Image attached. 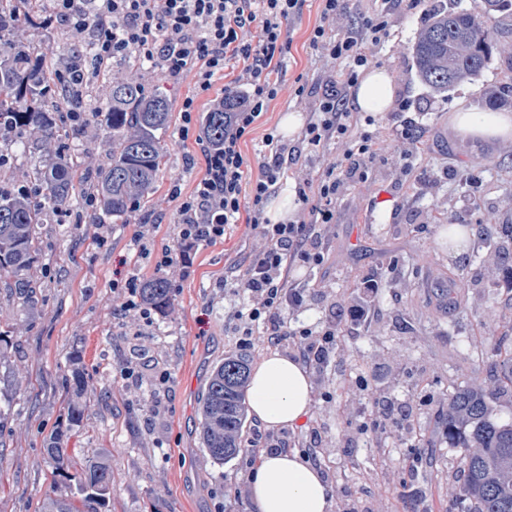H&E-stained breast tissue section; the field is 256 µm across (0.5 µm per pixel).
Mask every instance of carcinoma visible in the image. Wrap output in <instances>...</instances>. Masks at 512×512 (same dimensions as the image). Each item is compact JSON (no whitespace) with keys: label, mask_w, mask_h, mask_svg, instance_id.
<instances>
[{"label":"carcinoma","mask_w":512,"mask_h":512,"mask_svg":"<svg viewBox=\"0 0 512 512\" xmlns=\"http://www.w3.org/2000/svg\"><path fill=\"white\" fill-rule=\"evenodd\" d=\"M29 0H0V291L21 305L32 303L40 287L37 257L43 250L42 228L72 211L75 185L98 209L78 223L126 224L132 205L146 203L166 164L165 136L171 104L161 91L146 92L140 78L116 80L112 100L91 118L107 128L112 151L93 164L73 151L80 129L57 123L51 91L58 64L47 62L35 44H20L15 31L33 15ZM512 10V0H479L471 8L434 0L412 50L415 76L435 97L468 81L476 83L493 57L512 66V40L494 36L488 27L497 14ZM65 64L79 68L84 79L71 87L69 104L75 113L86 108L89 88L105 66L64 44ZM224 108L212 109L202 120L212 143L224 140ZM37 186L41 196L19 188ZM156 307L170 305L168 281L157 277L143 288ZM251 360L224 355L211 370L199 408L198 431L209 459L222 466L245 451ZM500 370L497 385L483 381L456 388L448 397V445L461 450L460 498L468 512H512V420L493 411L494 395L512 388V351L493 362ZM80 498L48 499L41 512H107L112 494L108 459L85 462L77 479Z\"/></svg>","instance_id":"carcinoma-1"}]
</instances>
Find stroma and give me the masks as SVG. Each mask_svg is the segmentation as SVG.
I'll return each mask as SVG.
<instances>
[{"instance_id": "stroma-1", "label": "stroma", "mask_w": 512, "mask_h": 512, "mask_svg": "<svg viewBox=\"0 0 512 512\" xmlns=\"http://www.w3.org/2000/svg\"><path fill=\"white\" fill-rule=\"evenodd\" d=\"M427 9L426 0L389 4L390 36L369 46L367 64L388 70L395 105L381 114H352L358 134L394 146L405 126L420 125V154L404 169L385 150L360 159L336 203L337 222L322 235L324 263L289 273L304 290L297 325H333L369 277L383 283L373 311L367 323L345 328L328 361L310 370L311 404L301 424L270 428L256 419L246 436L312 456L331 490L332 512L344 505L352 512H453L460 452L448 445V396L486 378L487 359L512 350V288L495 287L483 263L490 242L512 261L504 245L512 233V157L501 155L502 140L465 137L449 124L462 105L486 112L485 91L498 90L512 70L495 58L479 82L428 98L410 73ZM321 23L320 0H302L288 21L290 48L272 74L279 94L241 145L249 162L263 152L265 135L278 130L281 115H307L323 96L334 63L310 43ZM193 83L189 73L172 80L146 71V90H163L171 103L167 163L146 207L126 224H79L76 215L91 208L76 195L75 215L43 227L37 304L21 313L0 295V329L13 331L0 360V409L8 420L0 431V512H37L46 498L76 496L74 475L93 456L112 462L109 512H259L253 496L232 493L251 487L256 462L242 455L214 465L197 431L207 377L225 352L243 350L255 366L274 352L296 355L288 344L237 345L233 314L240 299L224 279L246 267L256 234L246 223L230 226L225 238L198 247L186 277L178 266L158 265L162 254H179L171 184L180 182L187 195L205 174L200 145L181 135L180 105ZM476 156L493 162L479 185V200L499 217L488 227L478 226L474 201L459 185L464 161ZM448 216L471 227L470 248L459 257L443 238ZM136 234L151 254L135 264L129 245ZM451 269L471 283L457 310L441 306ZM131 277L170 284L169 307L137 326L121 313L122 285ZM490 304L502 320L484 358L469 342L480 335L479 315ZM138 331L150 348L142 358L134 354ZM17 371L23 384L11 380ZM76 372L83 377L78 391L69 385ZM75 400L85 410L72 427L67 413ZM59 431L63 454L53 457L47 445Z\"/></svg>"}]
</instances>
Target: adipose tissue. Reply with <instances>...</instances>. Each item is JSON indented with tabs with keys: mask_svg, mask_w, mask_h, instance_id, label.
Here are the masks:
<instances>
[{
	"mask_svg": "<svg viewBox=\"0 0 512 512\" xmlns=\"http://www.w3.org/2000/svg\"><path fill=\"white\" fill-rule=\"evenodd\" d=\"M393 100V82L383 68L366 70L353 94V104L362 112L387 111ZM450 124L464 136L512 138V114L508 112H488L477 121L470 110L460 109L453 112ZM249 397L254 414L266 425H295L309 411L308 375L300 362L270 354L252 374ZM252 493L260 512H329L330 489L321 472L293 452L263 455Z\"/></svg>",
	"mask_w": 512,
	"mask_h": 512,
	"instance_id": "ef3b65f1",
	"label": "adipose tissue"
}]
</instances>
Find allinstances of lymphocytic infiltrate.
<instances>
[{"label": "lymphocytic infiltrate", "instance_id": "1", "mask_svg": "<svg viewBox=\"0 0 512 512\" xmlns=\"http://www.w3.org/2000/svg\"><path fill=\"white\" fill-rule=\"evenodd\" d=\"M51 2V18L67 20L79 31L91 30L98 60L134 53L172 77L193 72L194 92L180 107L187 118L195 112L198 97L211 90L213 76L223 72L229 61L242 62L239 79L249 92L225 115L223 145H213L204 132H197L205 175L190 195H182L180 186L171 188L172 198L179 202L181 246L188 252L200 242L223 238L228 226L239 220L252 224L258 244L249 265L242 275L226 282L243 295V304L234 314L237 326L245 336L267 326L270 343L292 338L309 365L322 364L332 337L340 335L344 326L366 322L369 310L361 304L349 306L339 325L330 328L320 342L310 341L309 329L294 327L288 319L289 312L304 302L301 289L289 284L288 272L296 262L317 265L323 261L314 229L335 223L336 202L356 173L353 160L376 152L371 138L354 131L346 89L356 83L358 69L367 61L366 44L388 38L385 11L366 18L362 34L340 30L331 39L326 29L335 25L343 9L340 0H321L323 23L314 29L310 42L328 52L336 71L330 92L309 115L302 141L314 153L333 144L344 151L317 179L297 180L298 199L308 206L305 219L273 224L265 215V205L286 173L287 146L274 133H267L260 172L252 179L240 144L278 94L271 73L288 52L285 25L299 10L300 0H97L98 20L92 25L78 0Z\"/></svg>", "mask_w": 512, "mask_h": 512}]
</instances>
